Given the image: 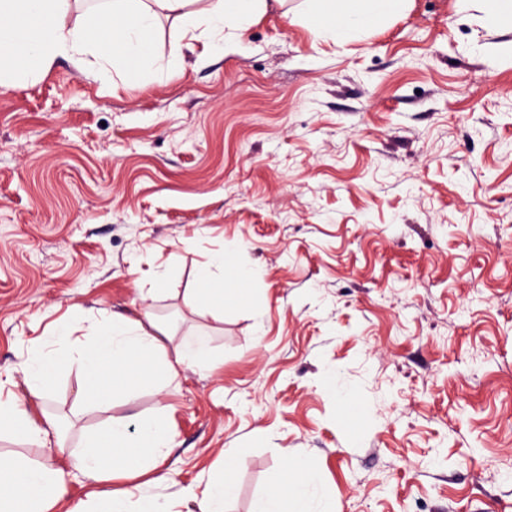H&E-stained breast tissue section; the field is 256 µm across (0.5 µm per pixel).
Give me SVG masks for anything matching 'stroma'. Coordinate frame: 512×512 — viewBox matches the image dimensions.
Returning <instances> with one entry per match:
<instances>
[{"label":"stroma","instance_id":"stroma-1","mask_svg":"<svg viewBox=\"0 0 512 512\" xmlns=\"http://www.w3.org/2000/svg\"><path fill=\"white\" fill-rule=\"evenodd\" d=\"M176 33L140 66L89 52L0 86V395L27 399L75 305L80 340L147 307L223 364L106 406L54 371L28 407L65 453L6 434L0 454L69 472L72 505L87 434L164 406L162 496L203 494L230 448L229 512L287 458L336 512H512V31L413 0L355 35L276 13L238 45ZM218 252L253 273L220 323L191 311Z\"/></svg>","mask_w":512,"mask_h":512}]
</instances>
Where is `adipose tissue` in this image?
Masks as SVG:
<instances>
[{
	"label": "adipose tissue",
	"mask_w": 512,
	"mask_h": 512,
	"mask_svg": "<svg viewBox=\"0 0 512 512\" xmlns=\"http://www.w3.org/2000/svg\"><path fill=\"white\" fill-rule=\"evenodd\" d=\"M286 0H99V7L84 20L68 17L73 0H0V85L44 75L57 57L80 59L92 50L113 61H135L147 56L155 39L160 15L175 18L179 37L231 31L243 37L270 10H279L289 24H303L313 36L343 23L350 31L368 21L386 22L403 15L410 0H311L305 12L285 7ZM480 12L486 22L512 29V0H456L459 21ZM168 324L151 313L132 317L103 315L94 338L72 341L60 333L39 345L25 371L29 394L42 400L49 393V374L60 365H78L85 377L80 394L85 402L104 403L116 396L114 377L127 383L165 382L181 369L209 371L221 367L206 337L193 336L167 347ZM0 432L29 444L46 447L57 435L53 421L38 423L24 401L0 399ZM175 446L165 408L138 416L135 424L112 421L85 442L79 462L84 475L98 483L100 512H179L177 503L152 493L166 482L162 465ZM132 481L131 489H108L113 479ZM63 469L32 466L0 456V512H56L66 494ZM261 512H336L330 487L312 466L284 461L272 477Z\"/></svg>",
	"instance_id": "adipose-tissue-1"
}]
</instances>
